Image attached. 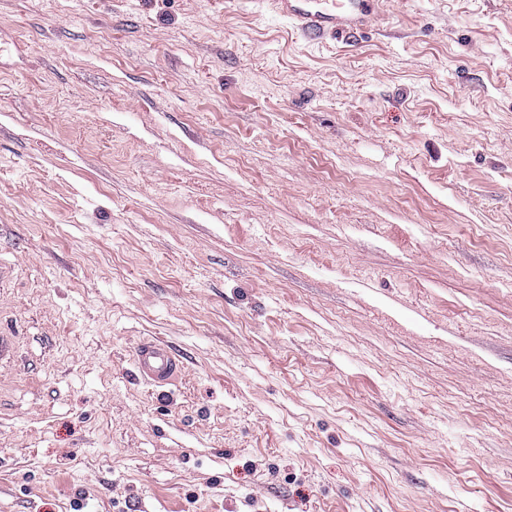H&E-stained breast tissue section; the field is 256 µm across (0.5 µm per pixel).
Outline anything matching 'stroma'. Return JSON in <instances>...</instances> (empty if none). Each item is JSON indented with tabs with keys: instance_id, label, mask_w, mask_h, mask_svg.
I'll list each match as a JSON object with an SVG mask.
<instances>
[{
	"instance_id": "obj_1",
	"label": "stroma",
	"mask_w": 512,
	"mask_h": 512,
	"mask_svg": "<svg viewBox=\"0 0 512 512\" xmlns=\"http://www.w3.org/2000/svg\"><path fill=\"white\" fill-rule=\"evenodd\" d=\"M0 334V512H512V0H0ZM313 39L356 34L374 12V0H259ZM134 367L142 382L158 389L171 385L182 372V364L172 349L155 339L145 340L138 345Z\"/></svg>"
}]
</instances>
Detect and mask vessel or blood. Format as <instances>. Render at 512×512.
<instances>
[{
  "mask_svg": "<svg viewBox=\"0 0 512 512\" xmlns=\"http://www.w3.org/2000/svg\"><path fill=\"white\" fill-rule=\"evenodd\" d=\"M271 13L287 19L302 34L313 39L357 33L374 12V0H265ZM138 378L155 388L178 379L182 364L165 343L148 339L135 352Z\"/></svg>",
  "mask_w": 512,
  "mask_h": 512,
  "instance_id": "1",
  "label": "vessel or blood"
}]
</instances>
